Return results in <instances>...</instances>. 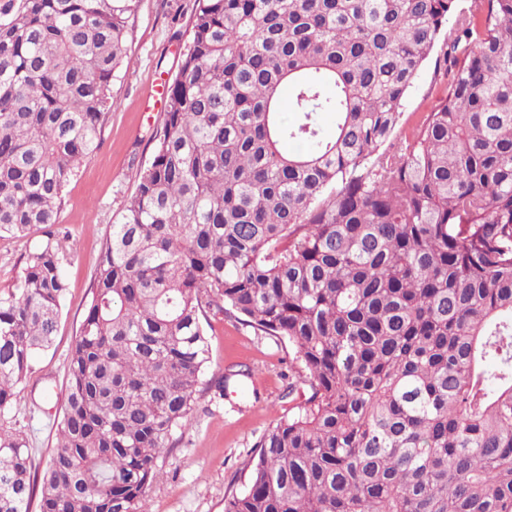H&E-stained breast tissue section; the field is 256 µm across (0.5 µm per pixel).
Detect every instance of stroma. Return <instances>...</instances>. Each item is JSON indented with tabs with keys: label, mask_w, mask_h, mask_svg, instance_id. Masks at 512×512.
<instances>
[{
	"label": "stroma",
	"mask_w": 512,
	"mask_h": 512,
	"mask_svg": "<svg viewBox=\"0 0 512 512\" xmlns=\"http://www.w3.org/2000/svg\"><path fill=\"white\" fill-rule=\"evenodd\" d=\"M195 0H138L131 15L122 62L112 79V106L95 151L65 188L56 229L64 255L67 293L53 345L37 353L17 388L7 429L29 440L33 472H41L62 411L69 347L78 335L91 298L103 238L141 168L151 160L162 129L160 90L178 72ZM435 49L403 106V125L412 127L433 107L449 78ZM43 233L0 237V293L14 288L28 255ZM211 374L231 365L250 368V394L200 395L190 424L164 449L161 474L150 490L149 512H224V500L245 488L254 444L269 423L288 412V385L295 382L293 349L256 335L250 327L219 315L211 318Z\"/></svg>",
	"instance_id": "35a3bbf8"
}]
</instances>
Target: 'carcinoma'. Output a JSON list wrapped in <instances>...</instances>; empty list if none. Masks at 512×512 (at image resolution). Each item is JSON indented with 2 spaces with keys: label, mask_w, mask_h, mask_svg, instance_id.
I'll list each match as a JSON object with an SVG mask.
<instances>
[{
  "label": "carcinoma",
  "mask_w": 512,
  "mask_h": 512,
  "mask_svg": "<svg viewBox=\"0 0 512 512\" xmlns=\"http://www.w3.org/2000/svg\"><path fill=\"white\" fill-rule=\"evenodd\" d=\"M135 8L0 0V235L56 224ZM441 43L452 79L397 144ZM66 289L49 237L0 295V419ZM224 312L293 345L309 389L224 512H512V0H196L39 476L0 431V512H147L199 394L247 392V369L206 379Z\"/></svg>",
  "instance_id": "cac0c4a2"
}]
</instances>
